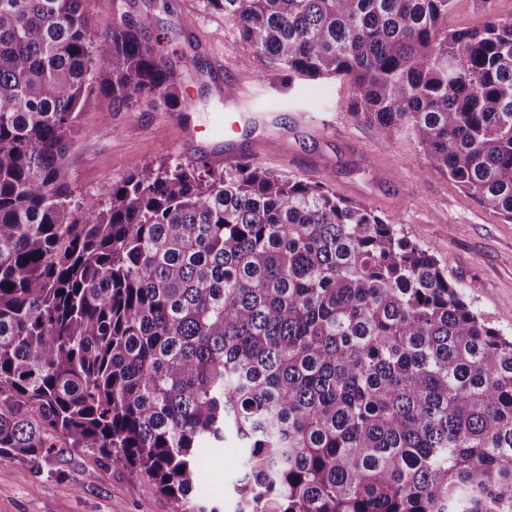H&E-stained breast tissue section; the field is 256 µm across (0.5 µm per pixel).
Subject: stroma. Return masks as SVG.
<instances>
[{
  "mask_svg": "<svg viewBox=\"0 0 512 512\" xmlns=\"http://www.w3.org/2000/svg\"><path fill=\"white\" fill-rule=\"evenodd\" d=\"M147 42L162 40L179 66L183 111L165 107L113 111L109 98L86 99L81 130L68 153L76 193L106 185L153 163L178 160L221 172L226 156L292 177L329 181L337 193L367 204L447 270L468 302L491 326L512 334V222L480 206L448 177L429 171L412 140L394 136L379 145L374 125L355 120L350 79L301 80L239 43L232 23L204 0H126ZM194 17L186 27V17ZM261 81H253V74ZM242 91L233 100L224 86ZM270 112L264 144L253 135L231 144L198 147L193 128L217 112ZM246 451L235 437L221 447L202 444L197 499L234 512L233 485ZM0 512H176L170 498L148 492L123 462L90 448H55L38 465L0 466Z\"/></svg>",
  "mask_w": 512,
  "mask_h": 512,
  "instance_id": "obj_1",
  "label": "stroma"
}]
</instances>
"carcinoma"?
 <instances>
[{"label":"carcinoma","instance_id":"cac0c4a2","mask_svg":"<svg viewBox=\"0 0 512 512\" xmlns=\"http://www.w3.org/2000/svg\"><path fill=\"white\" fill-rule=\"evenodd\" d=\"M452 3L205 0L512 221V18L453 29ZM89 4L0 0V464L92 448L188 512L230 434L235 512H512V336L402 225L255 164L76 195L87 95L183 108L162 39Z\"/></svg>","mask_w":512,"mask_h":512}]
</instances>
